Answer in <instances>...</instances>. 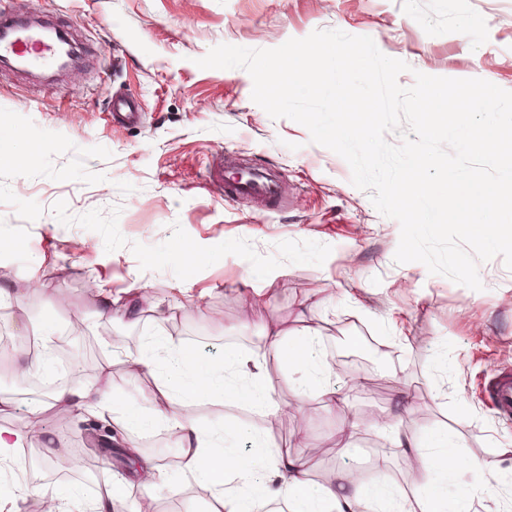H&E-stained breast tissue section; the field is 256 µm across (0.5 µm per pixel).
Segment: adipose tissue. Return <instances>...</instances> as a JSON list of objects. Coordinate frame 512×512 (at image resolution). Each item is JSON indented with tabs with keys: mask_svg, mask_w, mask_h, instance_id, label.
<instances>
[{
	"mask_svg": "<svg viewBox=\"0 0 512 512\" xmlns=\"http://www.w3.org/2000/svg\"><path fill=\"white\" fill-rule=\"evenodd\" d=\"M270 357L290 372L302 373V391H315L326 411L336 410V392L327 384L333 367L321 350L320 331L312 326L292 331L278 323L265 327L258 350H226L215 365L201 363L179 337H156L148 353L133 361L135 367L150 371L160 364L165 367L147 408L126 404L118 391L81 382L58 389L51 400L77 413H110L113 425L123 429L160 424L173 430L185 476L209 492L206 512H265L267 505L279 501L287 512H410L401 487L385 483L369 487L349 472L316 482L309 476L308 461L277 447L274 439L264 440V453L245 455L226 449L221 431L181 420L173 413L172 403L178 398L227 401L265 416L280 413L281 404L264 383L263 368ZM390 445L400 449L422 476L424 496L419 512H476L475 491H465L453 505L444 495L449 481L473 465L458 454L456 436L443 431L418 439L395 430ZM142 470L139 487L116 482L97 498L94 512H141V499L156 498V479L163 474L149 459Z\"/></svg>",
	"mask_w": 512,
	"mask_h": 512,
	"instance_id": "ef3b65f1",
	"label": "adipose tissue"
}]
</instances>
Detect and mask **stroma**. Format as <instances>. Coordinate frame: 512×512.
<instances>
[{
    "instance_id": "obj_1",
    "label": "stroma",
    "mask_w": 512,
    "mask_h": 512,
    "mask_svg": "<svg viewBox=\"0 0 512 512\" xmlns=\"http://www.w3.org/2000/svg\"><path fill=\"white\" fill-rule=\"evenodd\" d=\"M14 9L49 18L83 44L85 61L53 83L0 69V137H23L32 161L0 165V238L21 241L0 252V285L10 289V336L24 339L43 323L85 325L95 345L74 343L78 358L106 348L101 331L144 351L152 336H177L201 360L218 362L225 347L256 349L264 324L316 327L323 342L361 360L367 382L346 374L330 383L340 399L327 412L316 395L300 396L298 374L266 367L274 400L292 412L275 439L310 457L323 482L367 460L388 458V480L421 495L418 473L389 446L383 422L424 437L445 430L477 467L450 482L449 502L463 490L483 493V512L512 501V425L498 422L483 399L494 370L512 367V270L502 257L479 263L475 291L419 262L398 264L400 225L381 215L356 188L348 163L312 143L308 130L271 118L251 99L253 81L240 68L203 69L196 61L220 44L275 48L317 29L373 38L406 62L401 86L415 72L480 78L512 91V0H11ZM138 101L141 120L124 127L110 116L114 95ZM275 180L278 203L224 199L206 177L217 151ZM191 242L206 254L187 265L172 248ZM282 275L269 279L272 270ZM112 296L81 293L88 279ZM43 294L30 299L32 286ZM148 304L139 322L118 321L130 303ZM16 349L0 359V397L11 409L0 425L27 421L31 391L16 370ZM156 383L146 372L115 364L102 378L125 401L146 405ZM185 420L223 429L224 445L249 452L263 417L232 404L177 400ZM43 414L47 436L62 441L66 461L41 470L40 443L29 465L66 512H91L87 478H130L121 449H106L81 420L69 433ZM360 428L336 451L344 417ZM510 448L507 456L492 445ZM146 512H204L208 491L180 465Z\"/></svg>"
}]
</instances>
